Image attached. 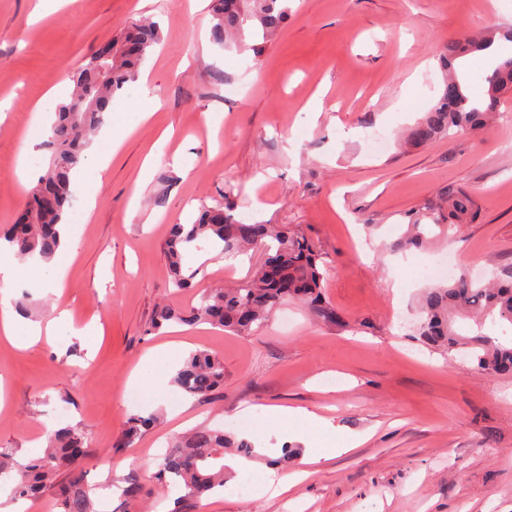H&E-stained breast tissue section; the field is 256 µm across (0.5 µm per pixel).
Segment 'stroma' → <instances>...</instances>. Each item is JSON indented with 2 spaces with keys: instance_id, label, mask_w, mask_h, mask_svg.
I'll list each match as a JSON object with an SVG mask.
<instances>
[{
  "instance_id": "obj_1",
  "label": "stroma",
  "mask_w": 512,
  "mask_h": 512,
  "mask_svg": "<svg viewBox=\"0 0 512 512\" xmlns=\"http://www.w3.org/2000/svg\"><path fill=\"white\" fill-rule=\"evenodd\" d=\"M36 3L0 0V230L28 201L22 176L46 165L24 155L26 138L51 122L34 103L58 85L68 101L71 72L132 22L151 18L161 40L140 67L158 97L152 116L138 122L119 91L109 125L136 131L102 181L73 186V205L88 189L95 207L70 227L77 253L62 289L28 290L29 270L19 269L29 320L56 306L72 318L52 343L26 351L0 339V448L15 467L61 425L77 426L96 512H143L122 489L131 479L153 486L154 457L170 437L201 424L239 431L246 407L300 406L331 420L326 445L365 442L276 497H250L249 480L226 472L223 494L186 512H512V373L487 374L412 331L431 285L424 266L448 254L475 274L512 266V94L490 131L425 147L404 139L442 92L443 47L511 25L512 0H292L273 40L256 29L225 47L210 39L207 0H70L40 20ZM372 134L385 135V149L370 148ZM450 187L476 195L475 222L394 265L389 243L419 204ZM227 198L236 215L315 243L335 322L287 301L249 336L208 325L153 330L160 304L186 308L199 289L250 275L248 257L193 252L185 264L204 277L179 293L170 283L168 225ZM196 350L224 364L223 388L202 398L173 381ZM137 372L150 387H131ZM136 413L162 421L115 449Z\"/></svg>"
}]
</instances>
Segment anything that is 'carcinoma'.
<instances>
[{
  "instance_id": "carcinoma-1",
  "label": "carcinoma",
  "mask_w": 512,
  "mask_h": 512,
  "mask_svg": "<svg viewBox=\"0 0 512 512\" xmlns=\"http://www.w3.org/2000/svg\"><path fill=\"white\" fill-rule=\"evenodd\" d=\"M287 15L288 0H214L211 40L222 45L227 37L243 33L250 22L258 23L265 34L271 35ZM159 42L156 25L134 23L108 41L110 54L93 52L70 76L74 93L68 103L57 108L47 143L50 155L46 170L30 192L25 220L15 222L3 235L20 260L53 258L60 243L58 226L70 205L71 175L82 161L89 135L104 124L115 93L134 78L141 62ZM475 52L485 53V65L476 74L463 62ZM443 62L448 78L439 100L405 136L413 146L430 144L452 131L462 135L486 128L498 115L501 94L512 88V55L498 54L489 37L448 43ZM475 81L487 87L485 97L475 98L468 92ZM477 215L473 194L449 188L437 200L422 204L418 216L407 224L400 238L391 242L390 249L399 252L427 248L439 236L473 223ZM247 249L264 252V260L250 280L235 288L204 291L197 304L186 309L161 305L153 329L172 322H203L248 335L288 299L308 306L326 320H336V311L323 295L321 254L307 237L292 233L283 225L240 220L228 202L222 206L203 205L195 223L169 225L164 243L171 282L178 290L193 287V280L203 271L200 266L186 272V253L214 252L220 258H234ZM465 316L477 325L478 331L473 335L457 325V318ZM510 327L512 267L502 268L496 278L487 282L472 278L462 269L448 283L424 291L416 336L449 355L470 357L488 374H505L512 372ZM174 381L185 394L206 397L224 384V365L209 352L197 350L176 372ZM156 420L154 415H131L115 447L133 446L141 430ZM226 448L237 449L245 458L253 455L249 439L201 425L173 438L160 454L155 490L132 481L123 489V495L132 500L159 502L169 493H177L179 497L174 499L175 507L170 512H182V500H199L224 491ZM88 453L80 429L65 426L53 431L43 456L18 473L12 495L35 497L55 489L63 512H95L84 485L85 472L79 469Z\"/></svg>"
}]
</instances>
